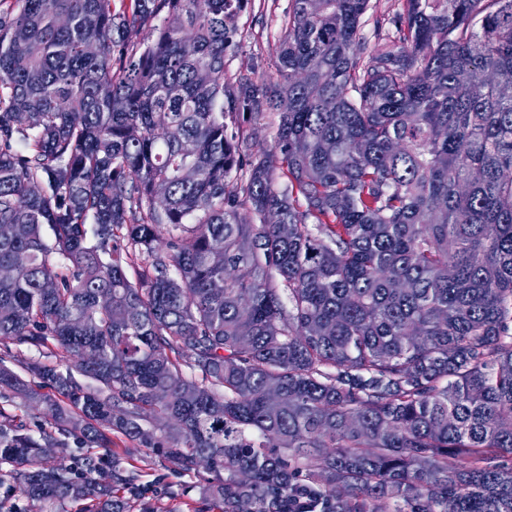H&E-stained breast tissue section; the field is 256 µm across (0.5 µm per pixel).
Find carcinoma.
<instances>
[{"instance_id": "cac0c4a2", "label": "carcinoma", "mask_w": 512, "mask_h": 512, "mask_svg": "<svg viewBox=\"0 0 512 512\" xmlns=\"http://www.w3.org/2000/svg\"><path fill=\"white\" fill-rule=\"evenodd\" d=\"M114 2L0 0V339L50 359L0 393L54 425L0 408V486L133 512L64 440L117 434L218 512H512V0L374 51L370 0H292L260 86L248 0ZM244 127L250 129L253 141L258 146L267 149H272L274 146V135L277 126V118L273 114L267 115L260 123L254 125L250 123H243ZM0 408H5L7 413L16 415L30 429L37 430L40 425L44 427L51 426L48 416L43 414L42 410L25 405L19 398H15L12 401L0 398Z\"/></svg>"}]
</instances>
